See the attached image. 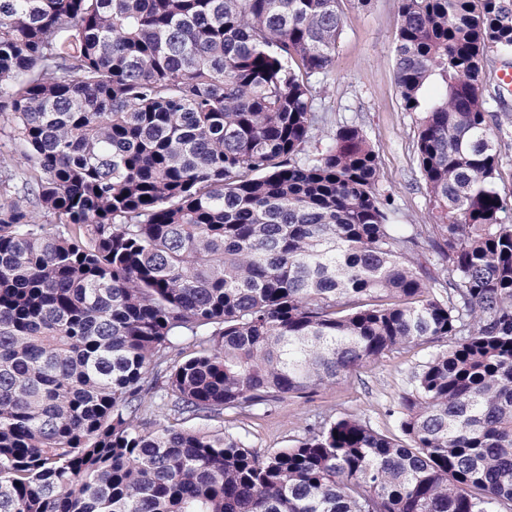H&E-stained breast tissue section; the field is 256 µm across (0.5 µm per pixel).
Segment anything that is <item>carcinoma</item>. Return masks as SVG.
Returning <instances> with one entry per match:
<instances>
[{"label": "carcinoma", "mask_w": 512, "mask_h": 512, "mask_svg": "<svg viewBox=\"0 0 512 512\" xmlns=\"http://www.w3.org/2000/svg\"><path fill=\"white\" fill-rule=\"evenodd\" d=\"M342 2L0 0V512H512V0H397L431 224L390 223L358 125L303 156ZM438 340L401 439L183 427ZM489 110L494 115L490 125L497 136V147L501 158L496 188L503 197L512 201V97H505L504 106L491 103ZM498 125H500V131Z\"/></svg>", "instance_id": "carcinoma-1"}]
</instances>
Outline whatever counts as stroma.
Returning a JSON list of instances; mask_svg holds the SVG:
<instances>
[{
	"instance_id": "stroma-1",
	"label": "stroma",
	"mask_w": 512,
	"mask_h": 512,
	"mask_svg": "<svg viewBox=\"0 0 512 512\" xmlns=\"http://www.w3.org/2000/svg\"><path fill=\"white\" fill-rule=\"evenodd\" d=\"M342 8L335 63L315 101L324 121L313 137L324 139L346 123L360 125L378 156L379 185L394 200V223H429L431 205L414 155L416 118L402 110L395 85L397 0H372L366 9L344 0ZM489 109L501 158L496 188L512 201V97ZM436 349V344L427 343L387 354L307 397L282 399L251 415H226L222 426L242 437L259 456L295 445L313 422L346 415L398 434V423L389 411L409 392L413 372Z\"/></svg>"
}]
</instances>
